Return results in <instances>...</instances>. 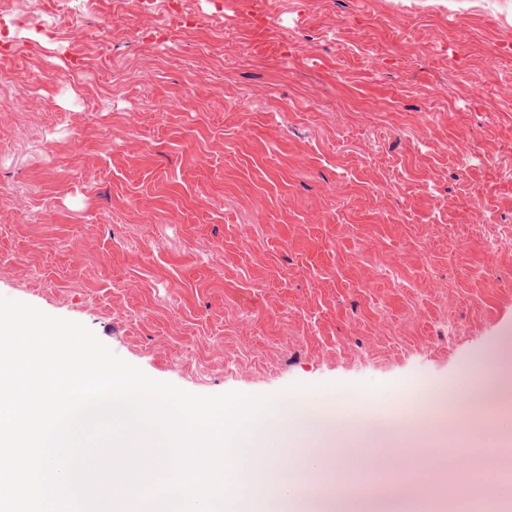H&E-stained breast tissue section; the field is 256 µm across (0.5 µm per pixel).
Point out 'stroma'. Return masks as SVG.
<instances>
[{"label":"stroma","instance_id":"stroma-1","mask_svg":"<svg viewBox=\"0 0 512 512\" xmlns=\"http://www.w3.org/2000/svg\"><path fill=\"white\" fill-rule=\"evenodd\" d=\"M181 14L0 0V295L195 394L373 389L348 408L407 435L491 399L512 56L488 60L512 0Z\"/></svg>","mask_w":512,"mask_h":512}]
</instances>
